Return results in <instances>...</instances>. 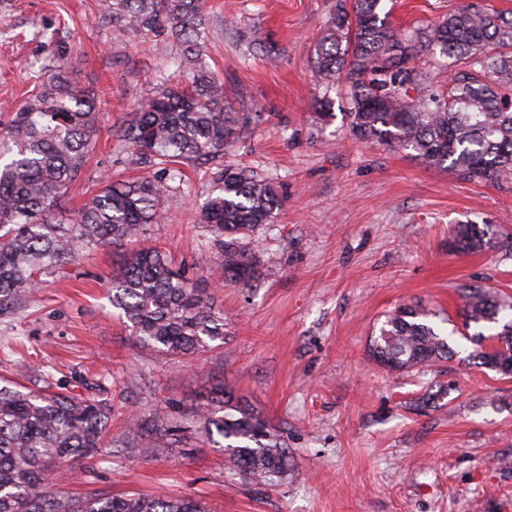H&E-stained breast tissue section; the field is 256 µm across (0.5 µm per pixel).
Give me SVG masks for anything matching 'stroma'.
Here are the masks:
<instances>
[{
  "mask_svg": "<svg viewBox=\"0 0 512 512\" xmlns=\"http://www.w3.org/2000/svg\"><path fill=\"white\" fill-rule=\"evenodd\" d=\"M467 0H385L400 29L441 20ZM101 0H0V135L29 90L34 65L68 62L78 88L94 92L101 136L58 218H74L87 190L105 181L151 179L111 137L143 87L190 83L181 48L121 37L98 20ZM202 62L224 84L233 111L262 119L225 158L266 177L283 198L251 248L258 274L215 289L222 345L188 359L142 349L107 299L118 252L100 246L47 278L10 317L0 316V374L23 364L51 383L112 403V439L132 412L185 419L221 385L261 410L294 459L269 487L235 475L223 449H172L166 457H117L76 472L66 490L110 495H191L210 512H512V376L470 360L455 331L466 286L512 294V183L456 181L404 151L355 140L342 119L346 94H328L335 119L316 118L322 86L312 50L336 0H202ZM215 185L208 167L187 169L165 197L150 244L190 280L217 272L222 254L200 224ZM490 225L491 244L457 252L452 232ZM405 304L438 313L455 356L412 374L388 371L371 345ZM432 393L434 404L412 402Z\"/></svg>",
  "mask_w": 512,
  "mask_h": 512,
  "instance_id": "stroma-1",
  "label": "stroma"
}]
</instances>
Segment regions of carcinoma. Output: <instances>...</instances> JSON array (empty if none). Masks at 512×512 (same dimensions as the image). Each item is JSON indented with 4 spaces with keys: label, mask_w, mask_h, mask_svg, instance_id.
Here are the masks:
<instances>
[{
    "label": "carcinoma",
    "mask_w": 512,
    "mask_h": 512,
    "mask_svg": "<svg viewBox=\"0 0 512 512\" xmlns=\"http://www.w3.org/2000/svg\"><path fill=\"white\" fill-rule=\"evenodd\" d=\"M381 0H338L314 48V68L325 95L319 117L332 114L328 92L346 84L350 134L409 152L429 168L457 180L512 181V13L464 6L430 28L395 30L379 11ZM100 21L122 35L166 34L182 46V61L194 65L205 38L200 0H102ZM427 51L448 60L456 74L448 90L430 82L418 60ZM95 102L77 90L67 63L34 84L12 112L7 131L10 157L0 163V314L25 301L43 282L60 275L81 254L103 245L124 248L112 268L109 299L139 346L188 357L224 341V317L215 312L210 282L190 281L173 271L166 254L137 242L150 224L165 219L161 203L169 180L200 161H215L217 194L202 211L215 246L224 256L219 280L226 287L256 278V259L240 240L269 224L282 206L273 184L236 164H224V146L245 130L250 117L224 104V86L196 69L185 87L159 81L145 88L115 137L164 170L154 180L109 184L69 224L53 215L77 182L100 130ZM491 243L489 228L456 227L461 252ZM459 316L465 326H500L475 334L474 358L502 376H512V302L491 288L461 290ZM420 306L388 316L372 353L383 366L410 372L450 359L449 336ZM492 340L491 350L483 342ZM112 404L55 391H23L0 378V512H207L186 496H125L59 493L53 482L65 471L112 462L106 441ZM192 423L203 442L219 447L229 468L249 480L275 484L292 470V457L269 423L243 395L218 386L199 404ZM186 426L165 415L129 416L121 450L150 458L167 455Z\"/></svg>",
    "instance_id": "carcinoma-1"
}]
</instances>
